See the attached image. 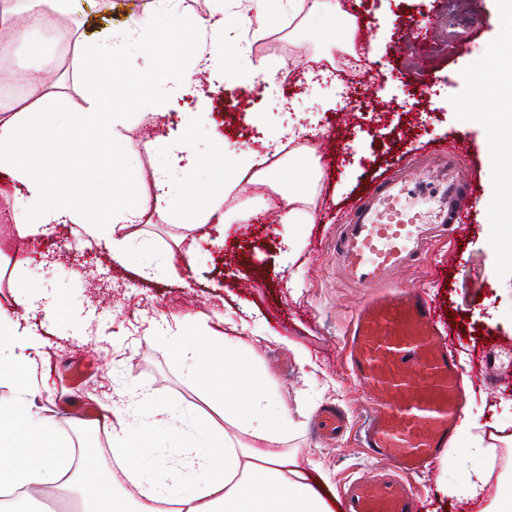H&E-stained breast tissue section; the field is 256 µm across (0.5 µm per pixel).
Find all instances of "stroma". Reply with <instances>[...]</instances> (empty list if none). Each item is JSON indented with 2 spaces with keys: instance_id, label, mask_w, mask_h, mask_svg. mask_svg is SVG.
<instances>
[{
  "instance_id": "stroma-1",
  "label": "stroma",
  "mask_w": 512,
  "mask_h": 512,
  "mask_svg": "<svg viewBox=\"0 0 512 512\" xmlns=\"http://www.w3.org/2000/svg\"><path fill=\"white\" fill-rule=\"evenodd\" d=\"M339 7L349 24L364 20L369 52L356 51L351 39H337L332 25L306 13L287 22L278 0H271L260 22L263 36L255 37L253 31L239 30L236 4L224 0V26L236 34L224 45L225 68L237 69L245 56L260 59L274 82L266 84L258 76L248 87L228 83L213 88V95L223 97L224 109L191 131L192 150L207 161L217 139H224L232 149L224 159L229 175L237 152L256 149L258 128L276 136L298 120L312 130L303 150L289 149L273 164L267 184L233 191L238 220L225 238L163 222L142 226L128 255L132 263L152 268L151 279L145 280L118 266L106 250L75 246L70 227L58 226L50 236H18L3 215L7 199L0 197V305L25 315V300L34 287L48 281L55 286L49 310H38L35 322L45 329L49 352L45 392L53 400L58 433L69 444L96 427L90 420L85 429H77L75 417L63 412L65 402L95 416L110 397L125 390L158 405L177 404L179 424L186 429L196 416L220 417L216 392L188 377L174 337L160 332L135 343L126 334L143 315L189 313L196 317L190 333L208 326L247 342L242 359L271 384L270 416L285 411L293 422L284 447L299 449L338 488L345 478L371 472L374 464L357 441L365 392L344 363V337L365 293L337 277L333 240L368 181L455 137L466 145L461 164L475 190L466 201L470 221L436 242L425 261L399 279L447 311L439 330L472 385V394L464 398L463 420L478 444L489 451H512V442L503 440L512 435V263L491 242L495 231L512 236V213L482 204L512 183V107L495 91L507 78L495 67L502 34L492 20L500 0H339ZM415 18L433 22L430 55L423 64L406 35L407 23ZM61 51L50 33L33 32L28 44L15 49L17 86H24L41 54ZM346 56L355 63L353 77L370 67L382 69L384 76L364 86L365 108L344 121L345 97L333 81L313 72ZM295 59L303 62V72L280 85ZM143 93V87L132 86L114 96L116 108L130 115L114 149L136 156L140 174L124 172L104 155L94 158L101 179L126 198L132 197L139 175H150L160 160L156 150L146 148L147 138L166 136L171 125L170 116H161L151 133H144L136 117ZM300 176L308 196L304 209L314 223L289 230L280 223H257V215L270 208L272 192ZM287 230L298 242L292 252L282 244ZM173 245L194 257L185 288L166 274ZM90 348L103 355L104 366L79 382L65 381L62 365ZM327 406L347 414L348 426L340 436L313 432ZM442 458L444 467L413 479L431 508L436 505L434 479L459 485L471 471L462 449L449 447Z\"/></svg>"
}]
</instances>
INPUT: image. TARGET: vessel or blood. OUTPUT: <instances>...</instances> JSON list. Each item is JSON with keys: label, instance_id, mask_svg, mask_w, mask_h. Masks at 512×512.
<instances>
[{"label": "vessel or blood", "instance_id": "1", "mask_svg": "<svg viewBox=\"0 0 512 512\" xmlns=\"http://www.w3.org/2000/svg\"><path fill=\"white\" fill-rule=\"evenodd\" d=\"M462 152L452 139L430 150L440 161L437 174L422 173L408 158L371 181L333 242L344 280L370 292L350 324L346 365L368 390L366 451L387 465L347 481L342 512H426L410 478L447 448L460 423L462 370L438 336L441 316L419 289L395 277L467 223L462 201L474 189L459 172ZM414 198L436 202L430 219L411 208Z\"/></svg>", "mask_w": 512, "mask_h": 512}]
</instances>
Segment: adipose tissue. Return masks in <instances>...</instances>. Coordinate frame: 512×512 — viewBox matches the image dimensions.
Returning <instances> with one entry per match:
<instances>
[{
	"label": "adipose tissue",
	"mask_w": 512,
	"mask_h": 512,
	"mask_svg": "<svg viewBox=\"0 0 512 512\" xmlns=\"http://www.w3.org/2000/svg\"><path fill=\"white\" fill-rule=\"evenodd\" d=\"M180 2L154 0L142 12L128 13L122 27L104 37L75 39L81 104L70 106L56 86L34 94L38 76L30 77L28 92L0 101V176L13 186L11 218L19 235L47 234L56 225H67L83 245L105 247L122 264L138 225L161 219L191 229L210 224L222 233L224 205L241 181L266 183L267 158L258 153L239 156L234 175L225 177V147L220 144L209 164L213 190L202 203H188L186 188L199 165L187 132L205 119L208 107L203 103L179 113L175 130L156 140L165 161L150 180L140 181L134 200L111 204L82 168L71 170L68 180L59 178L60 148L78 153L90 143L111 154L114 136L126 126L128 115L112 102L108 71L130 51L151 55L159 46L157 28L173 38L186 30L196 37L188 63L165 80L163 95L143 97L141 122L196 93L199 74L220 84L235 82L243 72H263V65L249 59L240 72L225 70L224 0H211L210 15L202 21L184 16ZM96 5L97 0H14L0 9V28L10 33L8 41H0V85L13 80L14 46L27 43L34 30L55 28L57 13H84ZM105 206L110 214L104 219L99 210ZM45 355L36 325L21 327L11 310L0 306V380L23 382L17 399L0 402V455L9 459L0 465L1 496H23L34 485H77L81 512H162L165 504L173 505V512H332L309 484L298 450L283 447L284 422L267 415L272 404L268 380L245 367L234 349L225 348L223 359L204 361L198 342L184 343L182 357L190 376L208 374L223 394L224 420L209 422L197 433L178 429L168 458L152 469L141 467L142 451L134 443L155 423L175 425L173 407L156 410L134 393H121L104 415L103 428L112 436L111 460L89 448L76 454L58 437L53 418L42 413L38 379ZM455 444L470 452L472 475L463 485L440 484L439 492L481 512H512V495L482 506L483 450L468 426L458 429ZM125 479L130 488L122 487Z\"/></svg>",
	"instance_id": "ef3b65f1"
}]
</instances>
